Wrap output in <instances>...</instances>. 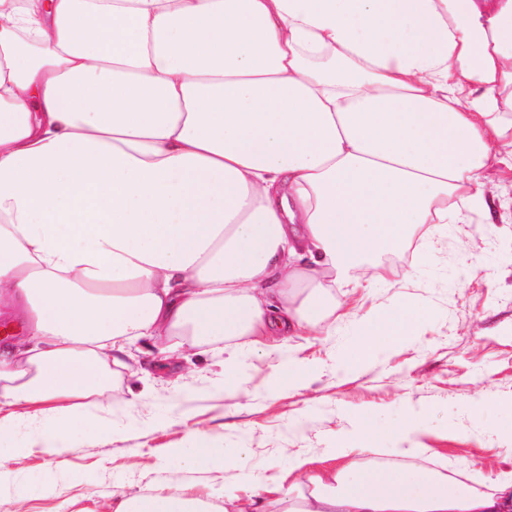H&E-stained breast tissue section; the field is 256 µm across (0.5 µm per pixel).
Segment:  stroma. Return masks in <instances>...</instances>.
Here are the masks:
<instances>
[{"instance_id":"stroma-1","label":"stroma","mask_w":512,"mask_h":512,"mask_svg":"<svg viewBox=\"0 0 512 512\" xmlns=\"http://www.w3.org/2000/svg\"><path fill=\"white\" fill-rule=\"evenodd\" d=\"M489 177L500 198L490 214L449 225L434 240L425 265L380 256L393 287L336 291L334 334L294 337L290 352L304 368L298 384L279 374L277 355L246 354L237 387L224 384V364L209 346L175 368L157 362L158 351L133 353L112 380V406L132 424L112 438L87 435L62 458L39 450L0 451L24 493H0V512H111L113 493L135 495L166 483L201 482L179 468L173 449L195 451L205 433L225 448L224 479H235L236 451L250 449L244 471L255 478L285 475L288 455L301 450L326 463L336 439L360 423L377 432L381 447L410 409L422 410L428 431L420 439L429 464L444 463L474 485L512 474V167L497 164ZM466 244L473 270L457 281ZM426 304L432 313L410 339L364 364L337 368L336 354L360 335L357 321L398 304ZM300 427H293L294 419ZM63 473L55 495L42 494L44 473Z\"/></svg>"}]
</instances>
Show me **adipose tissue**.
<instances>
[{
    "mask_svg": "<svg viewBox=\"0 0 512 512\" xmlns=\"http://www.w3.org/2000/svg\"><path fill=\"white\" fill-rule=\"evenodd\" d=\"M512 159V0H0V442L114 436L106 369L139 340L266 353L336 330L371 258L488 212ZM428 312L360 318V364ZM422 413L352 426L309 468L216 496L171 483L112 512H507L420 465Z\"/></svg>",
    "mask_w": 512,
    "mask_h": 512,
    "instance_id": "1",
    "label": "adipose tissue"
}]
</instances>
